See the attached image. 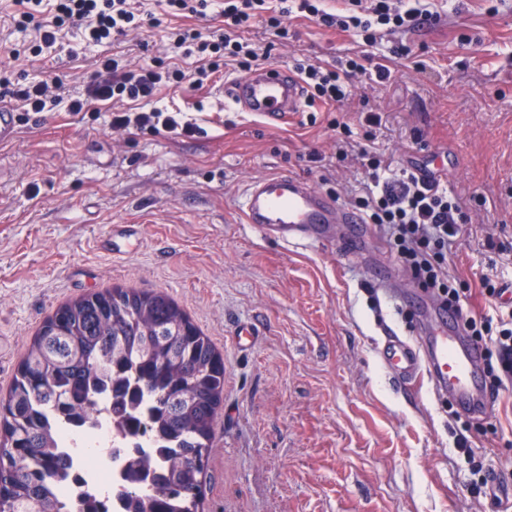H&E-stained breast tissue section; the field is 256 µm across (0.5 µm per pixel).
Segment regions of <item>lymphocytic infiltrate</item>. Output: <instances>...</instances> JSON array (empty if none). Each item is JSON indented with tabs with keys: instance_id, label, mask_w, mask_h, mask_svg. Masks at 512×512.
I'll return each mask as SVG.
<instances>
[{
	"instance_id": "f902f5d3",
	"label": "lymphocytic infiltrate",
	"mask_w": 512,
	"mask_h": 512,
	"mask_svg": "<svg viewBox=\"0 0 512 512\" xmlns=\"http://www.w3.org/2000/svg\"><path fill=\"white\" fill-rule=\"evenodd\" d=\"M52 19L42 17V0H15L19 24H32L40 33V42L33 48L41 53L52 46L65 25L76 24L84 29L88 41L111 43L113 36L141 27L143 20L130 5V0H55ZM267 0H224L220 11L222 28L202 33L195 28L177 31L176 48H196L198 73H216L235 62L239 70H251L256 53L244 49L236 40V31L248 28L256 18L276 37L287 38L288 20L298 11L315 17L323 25L340 31L356 32L365 46L375 47L382 31H410L429 17L419 0H350L348 8L330 13L319 8L314 0H298L290 7L288 0H278L267 8ZM306 85L309 100L342 103L349 95V83L356 74L366 72L358 59H347L345 65L331 70L314 64L295 66ZM185 73L164 60L149 66L130 69L111 57L104 58L91 72L84 97L72 99L69 109L84 112L94 103L123 102L124 110L113 112L111 125L116 130L136 129L157 132L164 130L179 137H191L198 128L181 122L177 113L156 108L144 109L161 84L183 82ZM366 159L368 183L355 205L366 223L381 227L399 262L421 287L437 290L448 304L462 306L465 298L455 288V277L448 263V247L458 233L465 214L459 201L449 198L447 188L435 179H423L417 171L393 174L382 164L369 146L358 148ZM464 330L484 347L485 375L492 391H499L505 380L512 378V327L494 329L493 317L464 313Z\"/></svg>"
}]
</instances>
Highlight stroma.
Here are the masks:
<instances>
[{
	"mask_svg": "<svg viewBox=\"0 0 512 512\" xmlns=\"http://www.w3.org/2000/svg\"><path fill=\"white\" fill-rule=\"evenodd\" d=\"M137 2L154 23L106 48L68 27L36 56L37 32L17 27L14 0H0V71L62 82L59 103L19 112L17 139L0 146V399L61 304L113 288L162 293L224 359L204 512H484L487 496L470 491L479 464L498 470L499 496L511 494L512 382L482 421L449 409L431 382L407 395L379 347L384 327L414 335L418 313L377 288L363 259L267 238L239 204L252 180L285 173L348 206L364 171L337 160L342 128L361 137V112H377L374 146L393 168L449 152L441 181L466 214L451 268L474 313L511 316L477 288L486 275L512 286V0H430L428 29L384 34L381 49L411 50L390 61L389 82L359 76L343 104L303 107L284 124L226 106L220 92L240 76L231 68L159 87L156 105L200 127L192 138L113 129L108 104L68 109L103 53L132 69L173 57L191 73L196 59L178 56L171 32L224 25L212 10L168 15L164 0ZM243 38L259 64L287 69L332 66L359 48L300 15L287 40L259 21ZM314 153L335 171L310 162ZM127 224L137 236L114 253L100 247ZM244 323L257 333L247 351L234 343ZM461 440L472 457L458 455Z\"/></svg>",
	"mask_w": 512,
	"mask_h": 512,
	"instance_id": "stroma-1",
	"label": "stroma"
}]
</instances>
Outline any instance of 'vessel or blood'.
Returning <instances> with one entry per match:
<instances>
[{
  "instance_id": "1",
  "label": "vessel or blood",
  "mask_w": 512,
  "mask_h": 512,
  "mask_svg": "<svg viewBox=\"0 0 512 512\" xmlns=\"http://www.w3.org/2000/svg\"><path fill=\"white\" fill-rule=\"evenodd\" d=\"M228 96L235 107L253 112L270 123L286 122L301 111L304 89L284 68L258 67L231 85ZM240 209L246 223L285 243L336 244L351 256L367 248L373 236L362 215L336 204L304 180L273 174L252 181L243 192ZM408 304L423 314L420 344L389 333L380 351L392 375L416 386L428 377L447 392L463 411L482 415L489 401L483 377L481 346L465 336L460 314L446 305L433 306L417 296Z\"/></svg>"
}]
</instances>
